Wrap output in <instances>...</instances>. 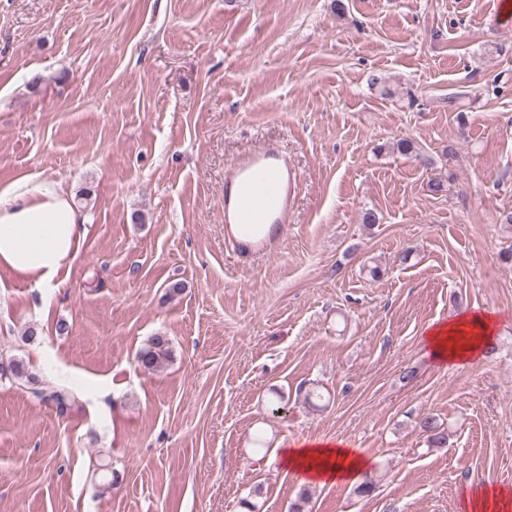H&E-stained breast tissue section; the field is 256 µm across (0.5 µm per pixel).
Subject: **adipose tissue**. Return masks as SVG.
<instances>
[{
  "label": "adipose tissue",
  "instance_id": "1",
  "mask_svg": "<svg viewBox=\"0 0 512 512\" xmlns=\"http://www.w3.org/2000/svg\"><path fill=\"white\" fill-rule=\"evenodd\" d=\"M86 218L61 182L22 177L0 188V268L47 285L70 269L85 237ZM497 321L464 311L430 329L426 341L433 361L465 363L481 358ZM284 467L325 484L356 480L370 465L344 442H301L282 453Z\"/></svg>",
  "mask_w": 512,
  "mask_h": 512
}]
</instances>
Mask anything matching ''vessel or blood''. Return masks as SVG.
Returning a JSON list of instances; mask_svg holds the SVG:
<instances>
[{
  "mask_svg": "<svg viewBox=\"0 0 512 512\" xmlns=\"http://www.w3.org/2000/svg\"><path fill=\"white\" fill-rule=\"evenodd\" d=\"M296 173L279 148L233 161L224 176V241L241 260L273 253L292 208Z\"/></svg>",
  "mask_w": 512,
  "mask_h": 512,
  "instance_id": "1",
  "label": "vessel or blood"
}]
</instances>
